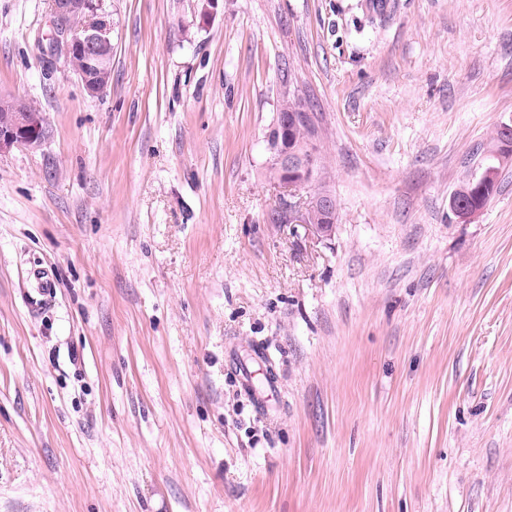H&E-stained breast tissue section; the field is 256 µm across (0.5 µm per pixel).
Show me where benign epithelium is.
<instances>
[{
    "mask_svg": "<svg viewBox=\"0 0 512 512\" xmlns=\"http://www.w3.org/2000/svg\"><path fill=\"white\" fill-rule=\"evenodd\" d=\"M53 5L51 52L64 58L89 95L103 94L109 85L112 38L104 22H89L92 11L103 9V0H53ZM287 126L283 116L277 115L274 134L267 138L269 169L275 172L273 181L278 184L305 185L314 178V148L310 144L285 145ZM45 131V117L30 101L0 98V154L19 145L39 146ZM288 221L327 237L336 223L335 201L320 193L305 209L290 213Z\"/></svg>",
    "mask_w": 512,
    "mask_h": 512,
    "instance_id": "1",
    "label": "benign epithelium"
}]
</instances>
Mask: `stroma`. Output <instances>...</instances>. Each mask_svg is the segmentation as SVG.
Returning a JSON list of instances; mask_svg holds the SVG:
<instances>
[{
  "instance_id": "stroma-1",
  "label": "stroma",
  "mask_w": 512,
  "mask_h": 512,
  "mask_svg": "<svg viewBox=\"0 0 512 512\" xmlns=\"http://www.w3.org/2000/svg\"><path fill=\"white\" fill-rule=\"evenodd\" d=\"M370 2L104 0L92 97L52 0H0L47 127L0 154V512H512V165L450 209L512 122V0ZM286 93L321 183L268 178ZM322 189L330 237L277 222ZM460 196L462 200L470 207H466L463 202L452 198L451 206L459 218L467 219L474 217L483 207L486 205L497 190V184L492 183H477L475 181L468 180L464 182L460 188Z\"/></svg>"
}]
</instances>
